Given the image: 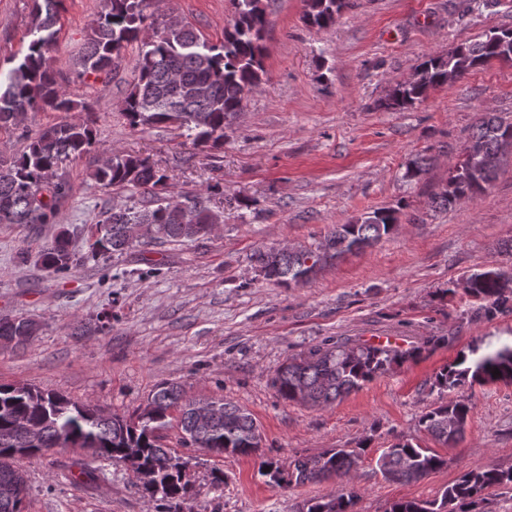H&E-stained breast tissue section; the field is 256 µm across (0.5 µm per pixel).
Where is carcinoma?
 I'll return each instance as SVG.
<instances>
[{"mask_svg": "<svg viewBox=\"0 0 512 512\" xmlns=\"http://www.w3.org/2000/svg\"><path fill=\"white\" fill-rule=\"evenodd\" d=\"M62 0L36 4L26 51L13 59L5 79H0V129L17 125L30 112L50 109L67 117L27 137L21 153L0 159V224H49L69 187L59 168L81 157L95 144L87 119L69 117L89 111L86 103L66 96L53 68L51 52L57 41ZM235 16L224 29L221 44H213L188 23L172 19L144 34L147 0H108L106 11L90 25L87 46L80 65L85 73L108 75L114 71L122 50L141 42L138 77L127 91L122 112L133 128L145 124H172L183 128L195 147L219 149L224 128L242 108L247 95L264 73L261 41L268 24L266 0H233ZM347 0H307V22L319 29L335 25ZM492 61L512 62V27L492 29V36L460 44L445 54L426 57L413 79L394 86L389 106L405 109L427 97L438 87L450 86L471 69ZM512 140V123L490 112L482 114L466 148L500 158ZM497 166L473 170L467 161L448 177V184L432 198V205L447 208L460 199L473 201L494 179ZM103 188H121L130 195L121 204L101 213L91 226V252L110 258L122 255L135 242L129 240L128 225L147 226L143 238L150 241L184 242L210 236L220 215L208 205V198L186 195L170 198L168 175L145 158L114 154L91 174ZM398 224L397 211L380 208L350 224H336L315 250H259L252 256L256 271L268 281L289 288L309 282L325 265L378 244ZM42 265L56 273L72 268L69 239L62 231L43 246ZM467 295L482 303L492 314L512 300V273L499 268L475 270L466 276ZM38 326L22 317L0 324V337L15 336V346H25ZM473 358L460 355L440 371L434 386L440 393L459 391L475 384L512 382V345ZM405 359V354L388 347L346 343H323L306 353L293 355L275 371L272 386L287 401L311 407L328 406L360 389L365 383ZM500 375H493L494 370ZM218 413L207 422L195 417L193 401L184 399L176 382H161L144 402L128 416L104 419L100 408L77 402L32 385L20 392L13 384H0V491L15 486L28 492V480L15 448H28V458L43 456L58 448H83L88 452L78 463L83 482L93 484L101 460H138L152 479L139 488L149 501L163 500L173 512L189 496L191 485L182 483L176 468L189 459L176 456L161 444L160 432L177 419L182 447L210 452L220 449L231 456H259L262 434L255 418L232 402L214 399ZM470 405L462 396L440 400L419 419L435 442L456 443L465 433ZM364 447L331 448L318 456H298L283 469L272 458H261L259 471L278 487L292 483L336 481V491L307 501L300 512H355L357 491L348 478ZM446 464L430 448L408 441L382 450L377 466L392 482L413 483L426 478ZM512 485V467L488 464L466 469L449 485L440 500H397L387 512H476L485 495L494 488Z\"/></svg>", "mask_w": 512, "mask_h": 512, "instance_id": "carcinoma-1", "label": "carcinoma"}]
</instances>
